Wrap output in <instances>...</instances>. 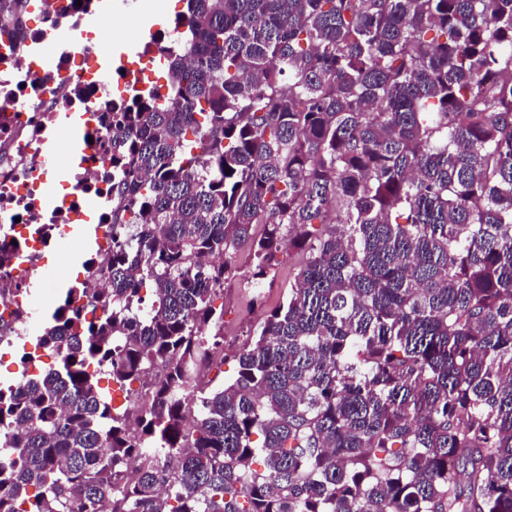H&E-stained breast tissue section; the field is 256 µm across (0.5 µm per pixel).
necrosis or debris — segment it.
Segmentation results:
<instances>
[{"label": "necrosis or debris", "instance_id": "4bbe7bcc", "mask_svg": "<svg viewBox=\"0 0 512 512\" xmlns=\"http://www.w3.org/2000/svg\"><path fill=\"white\" fill-rule=\"evenodd\" d=\"M100 0H27L35 22L21 38L0 35V334L43 336V318L52 288L64 270L49 256L71 250L84 253L74 287H103L112 258V132L103 118L112 105L146 90L150 65L159 46L176 48V30L149 33L135 61L121 60L102 69L108 54L100 31L86 19L98 13ZM71 38L57 40L58 31ZM79 116L84 145L81 161L64 178L49 158L63 152L61 130ZM95 222L97 246L85 251L74 225ZM46 284L34 293V282Z\"/></svg>", "mask_w": 512, "mask_h": 512}]
</instances>
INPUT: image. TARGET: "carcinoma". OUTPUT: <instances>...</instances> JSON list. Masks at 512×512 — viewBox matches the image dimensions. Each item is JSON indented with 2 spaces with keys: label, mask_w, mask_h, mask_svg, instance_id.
<instances>
[{
  "label": "carcinoma",
  "mask_w": 512,
  "mask_h": 512,
  "mask_svg": "<svg viewBox=\"0 0 512 512\" xmlns=\"http://www.w3.org/2000/svg\"><path fill=\"white\" fill-rule=\"evenodd\" d=\"M184 2L176 104L112 108L108 286L0 387V512H512V0ZM288 248L197 381L234 257L259 287ZM302 254L291 248L279 256L280 264L272 271L260 288H252L248 282L252 267L247 254L239 257V276L224 284V353L243 345L252 330L261 321V310L254 298L257 291L263 293L269 306L275 305L288 294Z\"/></svg>",
  "instance_id": "obj_1"
}]
</instances>
